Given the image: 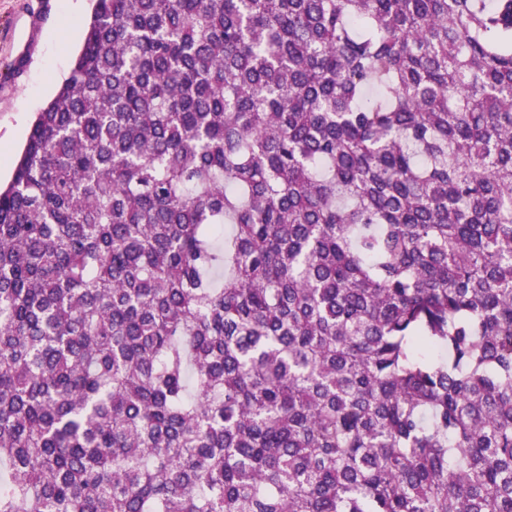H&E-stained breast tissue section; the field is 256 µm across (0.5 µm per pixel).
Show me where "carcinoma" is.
Masks as SVG:
<instances>
[{
    "mask_svg": "<svg viewBox=\"0 0 512 512\" xmlns=\"http://www.w3.org/2000/svg\"><path fill=\"white\" fill-rule=\"evenodd\" d=\"M0 512H512V0H96L0 188Z\"/></svg>",
    "mask_w": 512,
    "mask_h": 512,
    "instance_id": "cac0c4a2",
    "label": "carcinoma"
}]
</instances>
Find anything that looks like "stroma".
I'll list each match as a JSON object with an SVG mask.
<instances>
[{"mask_svg": "<svg viewBox=\"0 0 512 512\" xmlns=\"http://www.w3.org/2000/svg\"><path fill=\"white\" fill-rule=\"evenodd\" d=\"M90 0H0V181L8 182L32 116L56 94L80 50Z\"/></svg>", "mask_w": 512, "mask_h": 512, "instance_id": "35a3bbf8", "label": "stroma"}]
</instances>
